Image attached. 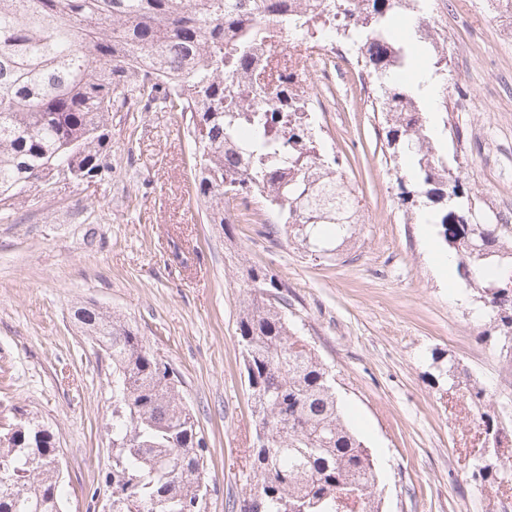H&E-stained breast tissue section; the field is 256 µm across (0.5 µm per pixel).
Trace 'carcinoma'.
<instances>
[{
  "label": "carcinoma",
  "mask_w": 512,
  "mask_h": 512,
  "mask_svg": "<svg viewBox=\"0 0 512 512\" xmlns=\"http://www.w3.org/2000/svg\"><path fill=\"white\" fill-rule=\"evenodd\" d=\"M319 0L307 16L288 0H0V220L43 178L67 170L102 180L112 113L175 112L187 118L193 184L209 224L224 223L227 193L248 190L278 211L288 239L323 258L356 234L360 200L322 158L306 100L292 76L261 77V40L301 31L353 45L378 92L390 159L412 166L400 200L428 208L457 256L463 285L489 302L512 333V226L483 224L460 204L468 182L448 169L400 74L416 59L392 30L420 0ZM491 252L478 258L474 246ZM239 341L254 428L268 447L249 448L261 512H378L373 458L347 425L334 376L288 321V298L265 270L246 269ZM73 318L112 359V512H201L207 442L179 394L170 364L138 330L108 311L73 307ZM0 512H63L60 450L53 433L28 430L0 445ZM368 490L354 509L348 493Z\"/></svg>",
  "instance_id": "obj_1"
}]
</instances>
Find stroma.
Instances as JSON below:
<instances>
[{
  "mask_svg": "<svg viewBox=\"0 0 512 512\" xmlns=\"http://www.w3.org/2000/svg\"><path fill=\"white\" fill-rule=\"evenodd\" d=\"M429 15L448 36L437 138L493 222L512 212V18L486 0H430ZM305 74L330 106L313 115L322 153L340 158L363 206L355 241L332 259L289 242L263 207L234 201L228 226L207 223L170 112L114 113L109 179L50 197L31 188L15 220L0 222V412H30L53 431L65 512H103L112 457V361L72 319L79 303L120 315L180 373L209 448L206 512H232L249 493L254 425L237 321L251 265L285 283L290 323L332 368L373 453L381 512H512V355L475 292L449 288L436 267L447 249L439 225L405 216L407 168L390 160L371 96L325 80L316 63ZM484 413L503 444L478 479Z\"/></svg>",
  "mask_w": 512,
  "mask_h": 512,
  "instance_id": "stroma-1",
  "label": "stroma"
}]
</instances>
